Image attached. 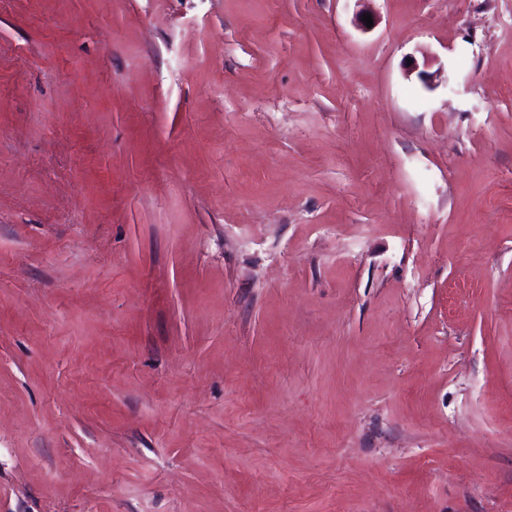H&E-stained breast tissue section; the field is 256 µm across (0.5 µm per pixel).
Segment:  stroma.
<instances>
[{"instance_id":"obj_1","label":"stroma","mask_w":512,"mask_h":512,"mask_svg":"<svg viewBox=\"0 0 512 512\" xmlns=\"http://www.w3.org/2000/svg\"><path fill=\"white\" fill-rule=\"evenodd\" d=\"M0 512H512V0H0Z\"/></svg>"}]
</instances>
